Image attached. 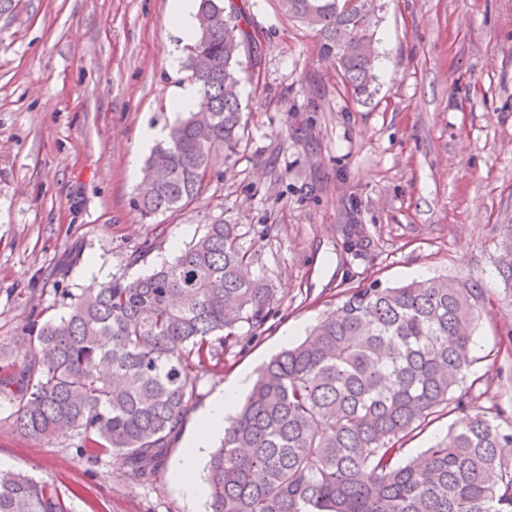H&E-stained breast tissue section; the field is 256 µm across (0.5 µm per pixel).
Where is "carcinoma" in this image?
I'll list each match as a JSON object with an SVG mask.
<instances>
[{"instance_id": "carcinoma-1", "label": "carcinoma", "mask_w": 512, "mask_h": 512, "mask_svg": "<svg viewBox=\"0 0 512 512\" xmlns=\"http://www.w3.org/2000/svg\"><path fill=\"white\" fill-rule=\"evenodd\" d=\"M316 29L359 93L376 76L354 43L376 37L377 14L344 0H277ZM197 37L185 67L207 99L173 126L148 159L152 190L135 198L144 218L202 193L214 152L236 153L244 129L241 87L254 78L240 47L252 40L234 2L198 0ZM346 250L364 251L360 224ZM498 272L512 281V233ZM255 251L237 224H209L152 273L110 280L72 299L58 320L29 321L27 351L0 345V398L12 426L50 441L76 437L91 463L120 454L128 476L151 484L197 398L201 373L224 369L239 324L260 328L273 305ZM484 291L447 278L342 291L341 304L298 344L273 356L209 456L207 512H512V421L480 405L496 376L474 364L471 324ZM462 415L412 460V434ZM0 512H71L57 488L0 469Z\"/></svg>"}]
</instances>
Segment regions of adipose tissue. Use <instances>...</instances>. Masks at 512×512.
Here are the masks:
<instances>
[{"label":"adipose tissue","mask_w":512,"mask_h":512,"mask_svg":"<svg viewBox=\"0 0 512 512\" xmlns=\"http://www.w3.org/2000/svg\"><path fill=\"white\" fill-rule=\"evenodd\" d=\"M244 384L245 381L241 378L226 383L221 391L213 395L209 407L201 417L198 433L186 448L180 462V471L184 477L182 487L188 497L198 498L204 493L202 484L192 477L197 460L208 445L209 435L223 429L233 411L236 396Z\"/></svg>","instance_id":"1"}]
</instances>
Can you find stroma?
<instances>
[{"mask_svg": "<svg viewBox=\"0 0 512 512\" xmlns=\"http://www.w3.org/2000/svg\"><path fill=\"white\" fill-rule=\"evenodd\" d=\"M378 79L355 94L314 30L276 0H245L259 75L242 91L239 152L216 155L202 194L142 220L133 199L170 129V90L187 80L170 0H15L0 14V339L23 350L31 316L59 318L93 284L150 273L217 221L240 225L275 290L259 332L223 372L202 374L194 410L157 480L124 459L91 464L72 438L39 442L0 400V459L53 483L73 512H206L177 469L212 395L302 340L343 289L445 277L484 288L472 324L476 367L512 412V281L497 271L512 234V0H380ZM363 225L360 255L342 228ZM143 259L131 263L130 256Z\"/></svg>", "mask_w": 512, "mask_h": 512, "instance_id": "obj_1", "label": "stroma"}]
</instances>
